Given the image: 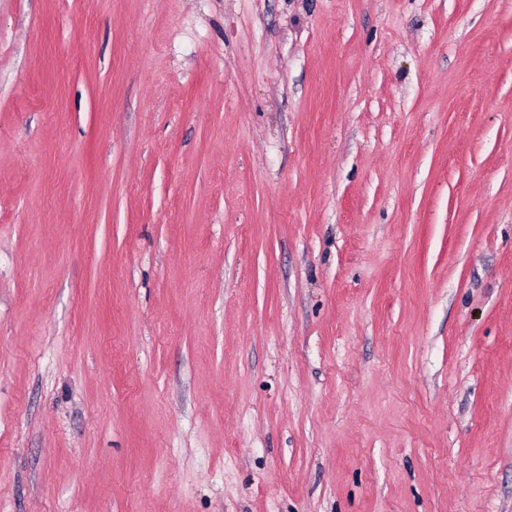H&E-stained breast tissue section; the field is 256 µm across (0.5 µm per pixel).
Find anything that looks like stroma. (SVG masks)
<instances>
[{"instance_id":"stroma-1","label":"stroma","mask_w":512,"mask_h":512,"mask_svg":"<svg viewBox=\"0 0 512 512\" xmlns=\"http://www.w3.org/2000/svg\"><path fill=\"white\" fill-rule=\"evenodd\" d=\"M0 512H512V0H0Z\"/></svg>"}]
</instances>
